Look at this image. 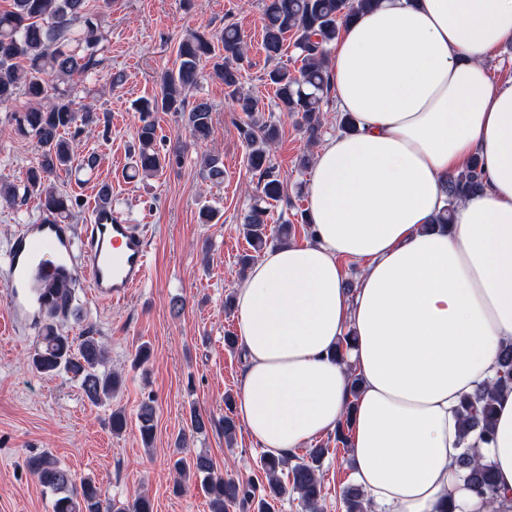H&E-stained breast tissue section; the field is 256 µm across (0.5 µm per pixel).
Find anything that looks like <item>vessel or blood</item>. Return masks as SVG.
<instances>
[{
	"label": "vessel or blood",
	"mask_w": 512,
	"mask_h": 512,
	"mask_svg": "<svg viewBox=\"0 0 512 512\" xmlns=\"http://www.w3.org/2000/svg\"><path fill=\"white\" fill-rule=\"evenodd\" d=\"M151 263L140 226L116 209L96 208L78 235L46 217L26 225L13 238L0 277L15 307L27 305L32 296L46 303L37 288L64 277L84 278L96 298L119 303L142 287Z\"/></svg>",
	"instance_id": "vessel-or-blood-1"
}]
</instances>
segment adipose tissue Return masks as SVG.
<instances>
[{"label": "adipose tissue", "mask_w": 512, "mask_h": 512, "mask_svg": "<svg viewBox=\"0 0 512 512\" xmlns=\"http://www.w3.org/2000/svg\"><path fill=\"white\" fill-rule=\"evenodd\" d=\"M507 45L512 0H379L344 24L330 82L357 130L316 152L312 240L267 247L236 291L239 422L274 456L349 422L372 512H494L456 460L460 404L512 343V79L486 65ZM474 158L482 191L434 227ZM347 261L362 266L352 289ZM495 406L485 455L506 505L512 391Z\"/></svg>", "instance_id": "1"}]
</instances>
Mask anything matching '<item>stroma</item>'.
Masks as SVG:
<instances>
[{"instance_id":"obj_1","label":"stroma","mask_w":512,"mask_h":512,"mask_svg":"<svg viewBox=\"0 0 512 512\" xmlns=\"http://www.w3.org/2000/svg\"><path fill=\"white\" fill-rule=\"evenodd\" d=\"M236 24L248 56L241 72L244 91L265 105V117L279 129L272 161L284 181L287 199L271 211V225L290 222L294 241L309 238L301 221L306 209L309 171L303 156L315 155L294 117L280 112L274 90L265 81L270 68L262 48L263 0H112L102 18L105 36L102 69L96 80L78 84L83 103L94 105L105 124L84 127L80 156L97 158L94 169L73 167L55 179L59 191L80 198L68 223L81 231L91 220L99 187L109 184L112 203L131 223L143 225L152 253L151 275L142 288L113 305L92 300L79 286L70 312L59 317L65 334L95 336L107 342L114 368L125 382L112 400L93 405L66 374L43 376L29 363L40 334L30 312H21L16 337H0V512H52L53 496L33 478L24 460L51 451L61 465L94 478L106 498L148 495L154 512H208L199 487L175 491L170 459L179 437L193 452L208 454L217 473L263 487L262 448L244 428L224 436L226 399H237L243 367L241 349H228L226 333L235 329V312L224 309L243 280L238 257L248 252L240 224L248 210L256 179L246 165V145L240 135L245 119L234 110L224 84L201 78L188 100L204 99L213 106V132L206 144L190 148L181 166L166 168L144 181L129 180L124 169L137 141V100L158 93V77L173 68L179 41L187 30L220 33ZM124 76L111 86L109 76ZM224 160L222 183L205 182L199 173L203 153ZM38 152L33 140L18 137L6 113L0 112V175L23 184ZM216 208L209 224L199 220L202 205ZM150 348L144 370L130 363L141 345ZM155 407V435L144 446L137 414L145 400ZM123 408L127 428L113 435L108 417ZM209 417L203 433H194L191 411ZM330 453L323 464L324 512H346L343 490L354 482L349 450L335 433L318 439Z\"/></svg>"}]
</instances>
